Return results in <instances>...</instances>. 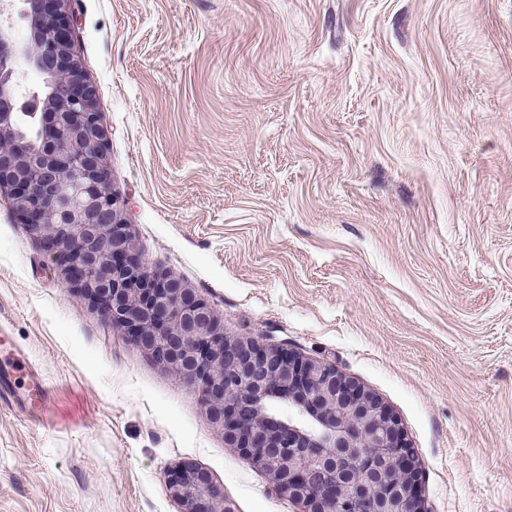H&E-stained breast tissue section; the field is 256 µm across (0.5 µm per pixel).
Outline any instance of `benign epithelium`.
<instances>
[{
  "mask_svg": "<svg viewBox=\"0 0 512 512\" xmlns=\"http://www.w3.org/2000/svg\"><path fill=\"white\" fill-rule=\"evenodd\" d=\"M18 12L24 40L0 39V189L9 191L70 295L98 307L112 330L151 352L197 388L224 442L268 468L275 490L302 512H425L421 467L397 417L327 361L251 336H228L207 300L171 275L128 263L135 242L120 196L107 182L106 142L95 90L74 51L72 0H0ZM41 85L20 98L22 52ZM19 111L47 125L34 152L15 126ZM286 406L288 419L269 416ZM180 512H232L203 472L182 465L167 480Z\"/></svg>",
  "mask_w": 512,
  "mask_h": 512,
  "instance_id": "benign-epithelium-1",
  "label": "benign epithelium"
}]
</instances>
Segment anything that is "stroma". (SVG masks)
Wrapping results in <instances>:
<instances>
[{"label": "stroma", "instance_id": "obj_1", "mask_svg": "<svg viewBox=\"0 0 512 512\" xmlns=\"http://www.w3.org/2000/svg\"><path fill=\"white\" fill-rule=\"evenodd\" d=\"M137 258L397 416L428 512H512V0H73ZM0 512H300L198 392L69 297L0 192ZM51 391L33 364L3 329L0 332V402L44 415ZM167 491L181 506L179 512H232L224 501V492L191 465H182L170 472Z\"/></svg>", "mask_w": 512, "mask_h": 512}]
</instances>
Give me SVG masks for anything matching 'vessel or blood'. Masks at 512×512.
Here are the masks:
<instances>
[{
	"instance_id": "1",
	"label": "vessel or blood",
	"mask_w": 512,
	"mask_h": 512,
	"mask_svg": "<svg viewBox=\"0 0 512 512\" xmlns=\"http://www.w3.org/2000/svg\"><path fill=\"white\" fill-rule=\"evenodd\" d=\"M51 391L7 332H0V403L43 416Z\"/></svg>"
}]
</instances>
